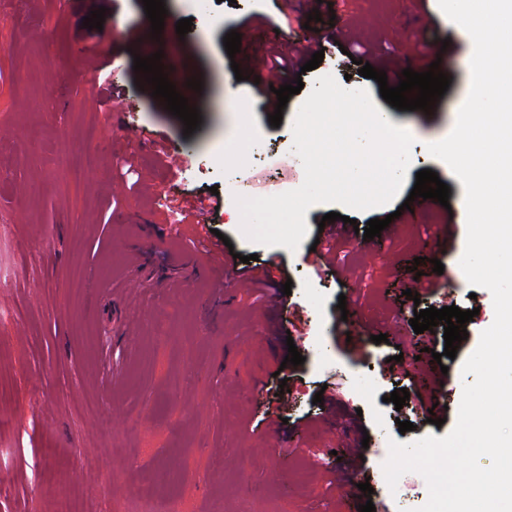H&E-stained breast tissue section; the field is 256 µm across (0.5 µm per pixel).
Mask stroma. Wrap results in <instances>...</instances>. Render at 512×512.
Listing matches in <instances>:
<instances>
[{
  "mask_svg": "<svg viewBox=\"0 0 512 512\" xmlns=\"http://www.w3.org/2000/svg\"><path fill=\"white\" fill-rule=\"evenodd\" d=\"M164 32L192 21L180 64L201 79L188 103L201 116L185 126L154 98L134 71L151 27L142 0H0V512H42L66 492L73 512H142L151 501L172 500L179 512H419L429 497L424 478L403 475L389 489L382 465L390 441L450 434L466 378L465 360L494 320L490 292L470 285L460 268L466 245L465 197L460 180L429 144L449 135L471 87V37L441 11L438 0H323L319 28L330 35L314 70L283 73L303 81L279 127L251 86L235 71L256 77L269 58L282 15L291 18L288 48L300 54L309 11L302 0L277 9L273 0H164ZM103 10L102 29L82 26ZM253 25L235 57L223 39L243 19ZM452 53L439 55L444 40ZM393 57L418 54L412 69L438 63L451 83L432 110L402 111L362 77L348 56L355 44ZM111 56L115 65L104 66ZM363 89L387 119L413 137L411 164L398 196L387 205L356 211L317 204L308 209V234L296 250L252 242L234 212L236 196H271L304 180L294 152L293 126L305 95L323 75ZM66 140L90 166L73 182L53 154ZM180 153L179 168L158 159L155 142ZM438 173L450 188L448 206L421 212L403 232L381 236L366 252L359 228L397 211L416 174ZM217 187L220 210L202 221L219 230L234 252L276 259L290 294L248 284L225 291L223 262H210L173 229L181 198L209 197ZM355 219L357 230L337 237L333 267L321 266L312 246L324 215ZM456 217L451 253L437 245L438 227ZM440 260L451 276L453 302L474 311L468 344L456 357L393 346L413 336L414 301L404 291L416 274ZM203 264L189 277L187 262ZM354 307L355 336H345L339 300ZM386 342L373 343V336ZM295 344L304 364L287 366L289 392H267L268 371ZM448 368L447 424L437 426L407 401L388 397L418 381V367ZM401 355L407 377L382 373L387 357ZM326 400L315 402L317 392ZM124 419L101 433L102 414ZM272 417L269 429L246 430L250 418ZM414 428L400 432L398 421ZM363 454L371 492L345 498L329 488L340 478L349 442ZM328 449L317 458L318 449ZM108 467H100V457Z\"/></svg>",
  "mask_w": 512,
  "mask_h": 512,
  "instance_id": "obj_1",
  "label": "stroma"
}]
</instances>
